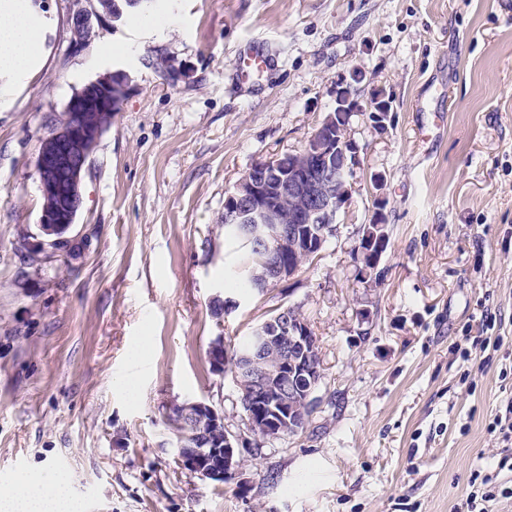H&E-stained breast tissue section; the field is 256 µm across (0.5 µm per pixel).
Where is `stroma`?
<instances>
[{
    "label": "stroma",
    "instance_id": "1",
    "mask_svg": "<svg viewBox=\"0 0 512 512\" xmlns=\"http://www.w3.org/2000/svg\"><path fill=\"white\" fill-rule=\"evenodd\" d=\"M32 3L44 60L0 109V485L60 471L82 512H462L480 473L484 512H512V444L489 433L512 395V0H154L117 20L98 0ZM80 8L95 37L77 52ZM253 42L275 63L248 88L235 70ZM116 69L128 90L68 243L21 263L43 238L41 142ZM346 80L360 163L335 234L274 288L228 287L249 264L224 241L225 196L299 151ZM379 215L389 246L364 279L359 228ZM218 296L237 302L220 318ZM280 307L317 338L309 425L248 442L244 487L177 472L165 407L205 401L245 432L207 350ZM483 317L504 339L489 363L457 351Z\"/></svg>",
    "mask_w": 512,
    "mask_h": 512
}]
</instances>
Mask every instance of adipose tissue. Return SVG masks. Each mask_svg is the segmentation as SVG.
<instances>
[{"label":"adipose tissue","mask_w":512,"mask_h":512,"mask_svg":"<svg viewBox=\"0 0 512 512\" xmlns=\"http://www.w3.org/2000/svg\"><path fill=\"white\" fill-rule=\"evenodd\" d=\"M44 53L43 34L28 0H0V72L26 78ZM61 475L19 479L0 486V512H79Z\"/></svg>","instance_id":"obj_1"}]
</instances>
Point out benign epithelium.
I'll return each mask as SVG.
<instances>
[{
	"instance_id": "benign-epithelium-1",
	"label": "benign epithelium",
	"mask_w": 512,
	"mask_h": 512,
	"mask_svg": "<svg viewBox=\"0 0 512 512\" xmlns=\"http://www.w3.org/2000/svg\"><path fill=\"white\" fill-rule=\"evenodd\" d=\"M127 83L128 77L121 70L88 83L68 103L59 127L44 139L36 161L39 178L43 182L64 183L66 187L58 200H48L42 206L39 225L49 241L40 242V250L57 244L53 236L61 231L62 225L75 223L82 205L81 178L90 166L94 145L79 151L73 147L93 127L92 113L87 108L114 112ZM356 108L351 84L337 86L334 111L326 115L288 167L271 169L257 163L227 194L225 228L249 235L260 232L258 241L264 253L260 281L293 277L299 265L285 263L283 258L299 253L315 257L327 237L336 232L337 218L351 195L349 178L360 162L355 143L339 135V131H347L340 121ZM285 199L291 202L288 209L282 207ZM303 224L318 225L315 235L302 234ZM360 239L365 243L387 242L386 225H361ZM313 352L308 324L285 312L258 328L245 355L248 364L234 376L245 395L266 402L269 409L264 421L247 412L251 433L262 439H274L299 430L304 421L302 407L314 403L313 394L319 384ZM193 410L214 418L223 416L215 407L195 401L172 405L166 417L179 418L177 426L183 427L185 420L193 417ZM244 444V436L228 431L222 451L178 448L175 461L180 469L202 481L227 483L242 470Z\"/></svg>"
}]
</instances>
